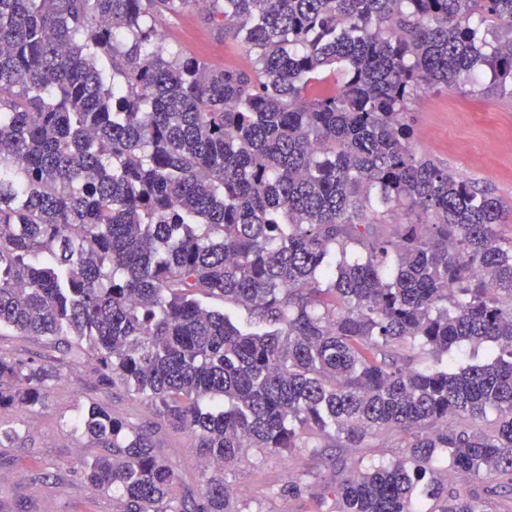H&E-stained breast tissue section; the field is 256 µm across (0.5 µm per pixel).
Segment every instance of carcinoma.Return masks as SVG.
Listing matches in <instances>:
<instances>
[{
  "instance_id": "cac0c4a2",
  "label": "carcinoma",
  "mask_w": 512,
  "mask_h": 512,
  "mask_svg": "<svg viewBox=\"0 0 512 512\" xmlns=\"http://www.w3.org/2000/svg\"><path fill=\"white\" fill-rule=\"evenodd\" d=\"M205 4L250 68L165 48L157 19L199 0H0V328L88 354L217 465L175 497L151 431L93 403L83 474L117 512H248L227 472L284 451L333 470L322 512H487L512 492V240L407 114L512 98V0ZM55 379L0 355V409ZM392 434L406 454L340 453Z\"/></svg>"
}]
</instances>
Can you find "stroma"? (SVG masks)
Here are the masks:
<instances>
[{
    "mask_svg": "<svg viewBox=\"0 0 512 512\" xmlns=\"http://www.w3.org/2000/svg\"><path fill=\"white\" fill-rule=\"evenodd\" d=\"M168 49L182 50L212 64L247 66L245 51L213 30L200 10L158 22ZM408 119L421 154L487 188L506 211L499 232L512 237V100L471 97L457 91H433L413 105ZM0 353L53 366L57 378L44 403L27 409L0 410V424L19 428L21 439L0 447V512H116L112 497L83 476V462L97 449L75 431L76 420L91 403H104L116 415L143 427L154 416L142 397L124 388L100 389L93 363L67 358L61 347L36 336L0 329ZM160 452L180 477L175 493L195 485L200 457L186 434L164 430L154 436ZM306 474L309 486L296 496H276L272 487ZM250 512H318L320 478L316 462L287 453L250 454L229 473Z\"/></svg>",
    "mask_w": 512,
    "mask_h": 512,
    "instance_id": "obj_1",
    "label": "stroma"
}]
</instances>
